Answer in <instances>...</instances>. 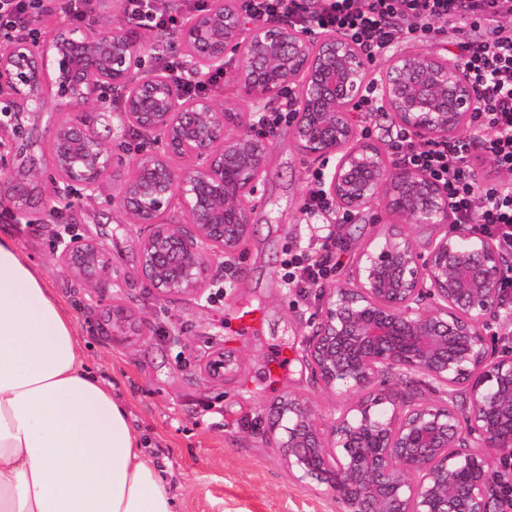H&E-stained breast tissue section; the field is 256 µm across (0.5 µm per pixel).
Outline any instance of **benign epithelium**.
Here are the masks:
<instances>
[{"mask_svg":"<svg viewBox=\"0 0 512 512\" xmlns=\"http://www.w3.org/2000/svg\"><path fill=\"white\" fill-rule=\"evenodd\" d=\"M238 0H209L180 29L192 46V70L224 68L241 55L238 87L255 100L294 90L292 134L308 156L330 162L324 194L347 213L381 201L432 229L423 244L393 225L359 254L351 281L320 291L319 322L305 356L322 387L346 400L324 421L308 398L285 394L268 419L266 437L299 482L326 485L341 512H501L512 504V346L498 347L487 330L507 310L503 288L512 255L475 224L448 223V193L428 175L392 166L363 139L349 109L374 88L383 110L420 140L446 139L468 125L476 94L458 63L398 49L380 80L353 43L302 31L285 21L243 25ZM143 60L134 23L103 30L62 27L33 45L0 49V128L27 134L30 115L47 102L81 112L107 89L127 87L125 125L154 134L121 177L117 207L142 230L137 276L160 299L199 298L214 272L240 253L263 183L275 131L244 124L242 113L208 97L186 98L161 73L137 81ZM0 198L25 213L58 183L91 201L112 152L85 122L63 121L43 166L14 144L0 155ZM183 224L164 216L174 202ZM57 264L87 284L112 279L103 247L78 234L56 254ZM242 358L215 347L201 360L203 377L224 382ZM396 374L423 379L437 396L416 402L390 384Z\"/></svg>","mask_w":512,"mask_h":512,"instance_id":"obj_1","label":"benign epithelium"}]
</instances>
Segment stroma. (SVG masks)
Listing matches in <instances>:
<instances>
[{
  "label": "stroma",
  "mask_w": 512,
  "mask_h": 512,
  "mask_svg": "<svg viewBox=\"0 0 512 512\" xmlns=\"http://www.w3.org/2000/svg\"><path fill=\"white\" fill-rule=\"evenodd\" d=\"M108 119L95 129L111 144L117 170H126L145 138L120 130L121 102H108ZM322 163L298 147L290 125L276 130L267 176L253 207L252 232L217 296L164 301L134 278L139 230L112 200L119 180L105 179L94 201L70 195L61 217L34 209L28 223H15L0 204V232L37 264L54 294L72 315L78 336L100 378L130 405L135 425L153 444L152 456L170 479L177 512H337L325 486L292 478L265 429L271 407L283 394L311 399L323 417L342 401L325 392L305 357L306 339L318 324L317 291L283 288L289 252L317 250L301 222L309 176ZM97 239L112 265L111 280L86 287L57 264V234L63 225ZM412 226L376 204L333 226L335 266L326 286L347 282L359 253L389 226ZM122 306L143 333L123 336L112 328V308ZM262 312L258 329H244L240 313ZM237 351L242 365L226 382L203 378L199 359L215 345Z\"/></svg>",
  "instance_id": "stroma-1"
}]
</instances>
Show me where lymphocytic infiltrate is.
<instances>
[{
	"label": "lymphocytic infiltrate",
	"instance_id": "obj_1",
	"mask_svg": "<svg viewBox=\"0 0 512 512\" xmlns=\"http://www.w3.org/2000/svg\"><path fill=\"white\" fill-rule=\"evenodd\" d=\"M204 0H181L178 12L158 11L154 0H121L129 18L164 35L175 33ZM246 22L288 17L298 28L335 32L350 39L367 59H375L396 42L431 40L441 24L494 23L491 39L463 40L458 58L477 95L475 118L479 127L468 135L421 142L407 132L397 134L393 149L406 166L417 169L448 191V208L457 224H476L512 250V179L480 186L469 164L481 151L502 172L512 176V0H322L319 11L307 12L303 0H244ZM157 59L164 75L184 95L195 97L219 87L223 71L195 79L176 58Z\"/></svg>",
	"mask_w": 512,
	"mask_h": 512
}]
</instances>
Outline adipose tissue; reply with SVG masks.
I'll use <instances>...</instances> for the list:
<instances>
[{"mask_svg": "<svg viewBox=\"0 0 512 512\" xmlns=\"http://www.w3.org/2000/svg\"><path fill=\"white\" fill-rule=\"evenodd\" d=\"M149 446L45 275L0 235V512H176Z\"/></svg>", "mask_w": 512, "mask_h": 512, "instance_id": "ef3b65f1", "label": "adipose tissue"}]
</instances>
